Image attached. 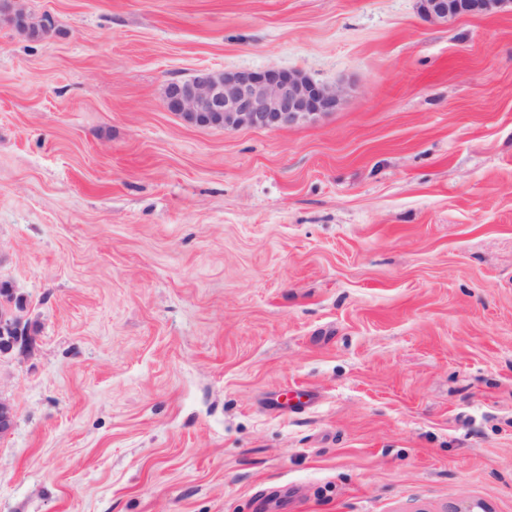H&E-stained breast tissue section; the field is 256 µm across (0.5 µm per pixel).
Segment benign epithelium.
Listing matches in <instances>:
<instances>
[{"label":"benign epithelium","mask_w":512,"mask_h":512,"mask_svg":"<svg viewBox=\"0 0 512 512\" xmlns=\"http://www.w3.org/2000/svg\"><path fill=\"white\" fill-rule=\"evenodd\" d=\"M16 0H0V19L34 36L48 34L54 18L44 14L32 18L14 7ZM512 8V0H420L423 17L446 21L456 16H479ZM341 90L317 82L298 70L267 67L253 71L201 70L186 80L168 83L165 104L170 112L198 126L278 129L302 123L340 103ZM0 356L33 341L31 326L21 317V306L7 289L0 290ZM11 403L0 398V437L14 426Z\"/></svg>","instance_id":"benign-epithelium-1"}]
</instances>
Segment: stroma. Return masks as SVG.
<instances>
[{
	"label": "stroma",
	"mask_w": 512,
	"mask_h": 512,
	"mask_svg": "<svg viewBox=\"0 0 512 512\" xmlns=\"http://www.w3.org/2000/svg\"><path fill=\"white\" fill-rule=\"evenodd\" d=\"M0 21V283L31 346L0 512H512V12L19 0ZM336 111L227 131L201 69ZM310 403L288 411L287 392ZM15 2L16 0L0 1L1 20L17 30L28 32L34 36L48 34L52 31L55 20L50 14H42L39 18H32L22 9L15 8ZM341 90L298 70L267 67L253 71L200 70L168 83L165 104L198 126L278 129L333 112Z\"/></svg>",
	"instance_id": "stroma-1"
}]
</instances>
